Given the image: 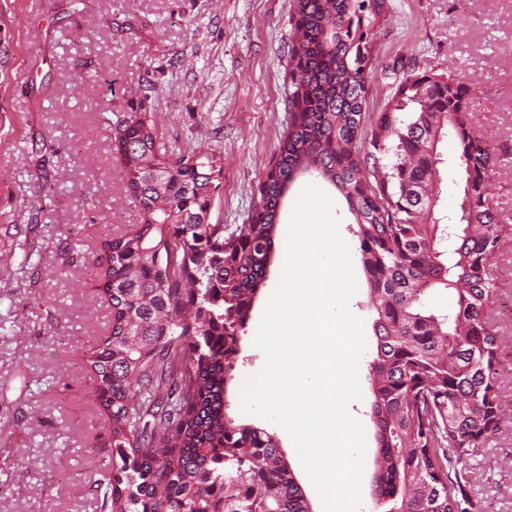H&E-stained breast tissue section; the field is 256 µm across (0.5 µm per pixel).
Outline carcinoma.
Returning a JSON list of instances; mask_svg holds the SVG:
<instances>
[{
	"mask_svg": "<svg viewBox=\"0 0 512 512\" xmlns=\"http://www.w3.org/2000/svg\"><path fill=\"white\" fill-rule=\"evenodd\" d=\"M380 0H294L288 133L261 184L251 222L224 236L209 222L222 168L195 152L157 146L149 112H115L112 151L143 221L104 244L99 287L110 332L88 362L110 419L108 512H311L279 441L226 415V373L257 290L266 282L282 202L297 175L333 185L354 216L376 353L369 363L384 512H468L478 472L468 461L501 429V338L490 259L512 216L488 197L465 209L453 237L432 218L452 135L458 164L490 176L500 156L473 134L468 88L452 75L409 76L365 133L359 41ZM444 81L448 110L416 98ZM370 146L387 163L371 185ZM195 288L181 287L184 280ZM451 294L443 314L427 303Z\"/></svg>",
	"mask_w": 512,
	"mask_h": 512,
	"instance_id": "carcinoma-1",
	"label": "carcinoma"
}]
</instances>
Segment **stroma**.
Instances as JSON below:
<instances>
[{"mask_svg":"<svg viewBox=\"0 0 512 512\" xmlns=\"http://www.w3.org/2000/svg\"><path fill=\"white\" fill-rule=\"evenodd\" d=\"M292 0H0V512H102L110 475V420L93 393L89 351L109 333L96 269L103 243L142 217L125 196L104 121L109 111L151 112L172 156L216 155L223 168L209 221L249 223L259 187L288 129ZM454 73L471 89L469 118L500 156L491 182L512 213V0H383L370 35L364 119L373 122L411 74ZM148 97L136 96L144 79ZM357 269L349 301L363 322L365 430L359 512H378L369 417L373 312L354 219L333 210ZM500 432L471 459L482 480L470 512H512V310L500 305ZM252 329L241 335L226 412L276 434L311 505L321 504L286 432L242 414L239 383L265 361Z\"/></svg>","mask_w":512,"mask_h":512,"instance_id":"35a3bbf8","label":"stroma"}]
</instances>
